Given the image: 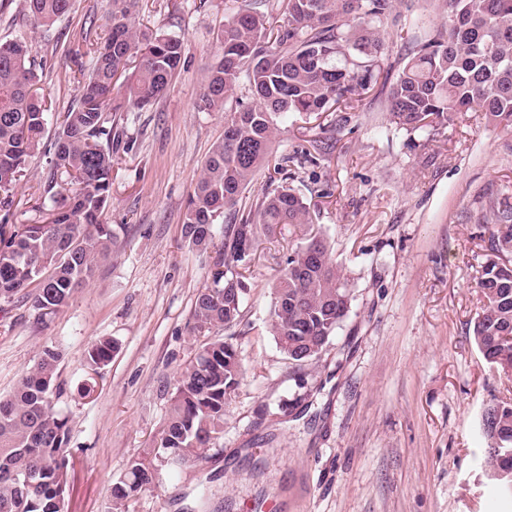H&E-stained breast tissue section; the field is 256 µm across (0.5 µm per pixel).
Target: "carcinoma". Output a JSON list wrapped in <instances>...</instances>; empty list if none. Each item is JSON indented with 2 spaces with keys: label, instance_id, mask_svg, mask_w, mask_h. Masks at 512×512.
<instances>
[{
  "label": "carcinoma",
  "instance_id": "1",
  "mask_svg": "<svg viewBox=\"0 0 512 512\" xmlns=\"http://www.w3.org/2000/svg\"><path fill=\"white\" fill-rule=\"evenodd\" d=\"M443 17L422 40L397 14L395 0H242L217 33L216 62L210 67L199 108L224 112V138L207 156L189 196L182 236L188 246L211 256L209 282L199 292L191 334L202 340L170 398L165 424L149 455L133 460L113 488L111 510L159 481L156 460L202 458L224 433V413L243 375L235 348L218 331L236 323L250 287L239 269L247 266L260 236L280 224L313 223L310 207L288 185L266 188L238 209L256 175L273 167L288 176L289 165H315L330 151L321 140L292 155L273 156L281 118L288 113H336L374 85L389 86L387 110L410 133L443 126L459 112H479L490 124L512 128V0H441ZM136 0H109L107 38L79 67L82 93L60 117L51 143L54 172L70 177L58 190L44 185L48 217L43 224H11L12 190L27 157L41 149L49 113L36 96L38 75L27 47L0 43V302L8 303L36 283L40 316L57 314L73 290L112 254L113 234L101 217L109 205L112 160L124 133L123 113L159 100L186 50L179 36L136 28ZM279 7V24L268 9ZM70 0H27L34 24L51 30ZM395 33L405 54L388 62L386 36ZM134 65L133 77L115 91L117 77ZM247 98L227 107L240 79ZM231 215L223 238L214 226ZM491 250H502V233L512 236V204L493 207ZM479 288L485 298L472 333L485 361L512 369V267L488 263ZM269 329L280 351L302 366L321 357L347 316L353 299L348 278L332 258L324 236L306 234L285 258L271 285ZM115 342L95 341L85 355L87 375L80 398L94 392V376L112 360ZM60 352L46 348L14 393L0 399V512H66L68 418L53 399ZM485 472L508 469L512 458V402L489 405L481 417Z\"/></svg>",
  "mask_w": 512,
  "mask_h": 512
}]
</instances>
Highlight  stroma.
Instances as JSON below:
<instances>
[{
    "instance_id": "obj_1",
    "label": "stroma",
    "mask_w": 512,
    "mask_h": 512,
    "mask_svg": "<svg viewBox=\"0 0 512 512\" xmlns=\"http://www.w3.org/2000/svg\"><path fill=\"white\" fill-rule=\"evenodd\" d=\"M237 6L139 0L136 27L187 47L167 93L125 115L104 213L112 256L60 314L39 317L30 287L0 305V397L45 347L62 354L55 404L69 419L68 512H109L114 482L148 451L199 351L189 327L210 268L181 228L203 161L224 135L223 113L197 103L216 32ZM106 9L107 0H71L47 32L25 0H0V42H23L42 62L37 89L52 113L78 101V65L106 36ZM386 99L373 89L350 130L283 120L276 153L314 138L332 147L289 181L314 222L279 226L255 246L241 318L222 331L243 362L223 436L204 458L157 461L159 482L123 512H272L274 503L279 512H512L480 464L481 415L512 398V375L491 369L472 336L492 255L491 204L512 196V130L462 112L410 134L392 123ZM50 172L44 151L27 157L11 223L40 221ZM308 230L329 238L353 301L326 353L300 367L269 331L270 284ZM101 337L116 350L93 396L78 398L86 351Z\"/></svg>"
}]
</instances>
